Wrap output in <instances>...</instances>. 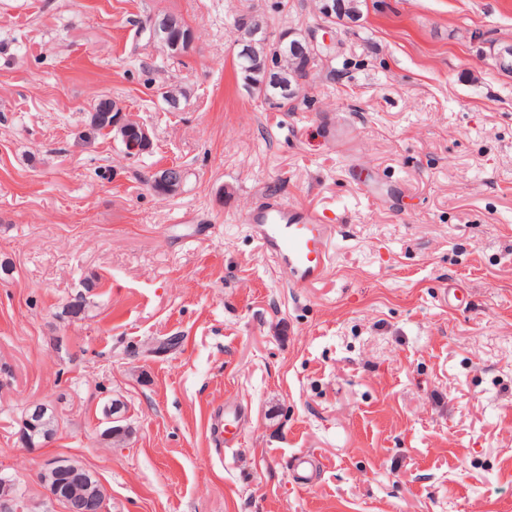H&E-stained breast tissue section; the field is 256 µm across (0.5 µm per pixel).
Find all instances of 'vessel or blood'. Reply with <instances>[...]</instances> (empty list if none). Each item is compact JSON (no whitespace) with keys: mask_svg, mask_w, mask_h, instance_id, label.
<instances>
[{"mask_svg":"<svg viewBox=\"0 0 512 512\" xmlns=\"http://www.w3.org/2000/svg\"><path fill=\"white\" fill-rule=\"evenodd\" d=\"M258 231L269 259L283 262L290 280H315L332 262V225L323 223L314 212L281 202H266L246 218ZM210 418L225 445H233L241 413L235 408L213 410Z\"/></svg>","mask_w":512,"mask_h":512,"instance_id":"b4317fda","label":"vessel or blood"}]
</instances>
